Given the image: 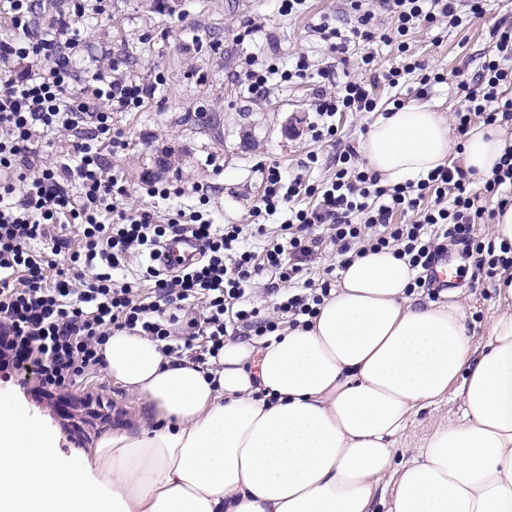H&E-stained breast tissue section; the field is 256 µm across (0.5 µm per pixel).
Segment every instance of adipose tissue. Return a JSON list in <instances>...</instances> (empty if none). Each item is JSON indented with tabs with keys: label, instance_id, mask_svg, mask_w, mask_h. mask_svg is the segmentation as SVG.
I'll return each instance as SVG.
<instances>
[{
	"label": "adipose tissue",
	"instance_id": "1",
	"mask_svg": "<svg viewBox=\"0 0 512 512\" xmlns=\"http://www.w3.org/2000/svg\"><path fill=\"white\" fill-rule=\"evenodd\" d=\"M392 184L453 148L444 118L410 105L362 144ZM512 137L470 132L462 164L492 175ZM390 251L355 259L306 327L279 341H228L222 367L166 358L148 338L108 337L104 369L151 402L154 430L103 435L90 460L0 397V512H512V269L500 311L473 347L457 303H420ZM462 417L393 468L413 412L448 396Z\"/></svg>",
	"mask_w": 512,
	"mask_h": 512
}]
</instances>
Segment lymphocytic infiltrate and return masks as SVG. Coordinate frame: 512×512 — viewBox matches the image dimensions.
Instances as JSON below:
<instances>
[{
	"mask_svg": "<svg viewBox=\"0 0 512 512\" xmlns=\"http://www.w3.org/2000/svg\"><path fill=\"white\" fill-rule=\"evenodd\" d=\"M88 0H60L46 10L42 0H0V374L34 381L39 399L65 405L63 420L79 428V416L100 419V401L84 386L104 368L103 345L117 331L156 342L165 357L216 366L224 344L238 328L268 339L279 336L280 315L306 325L336 289L339 270L363 254L389 249L412 271L409 291L430 287L433 269L450 247L461 245L476 280L493 278L512 265V246L476 244V225L494 220L512 205V152L493 175L450 163L415 181L385 183L380 173L351 149L340 151L332 177L313 183L290 177L280 166L263 170L264 190L252 206L253 230L261 219L287 211L288 222L261 251L243 244L244 227H216L201 212L167 216L127 212L125 186L108 176L112 155L125 150L112 115L140 108L157 87L120 75L117 63L82 67L78 23ZM396 19L394 34L382 33L378 16L363 0H351L355 23L341 32L321 22L317 32L333 53L350 41L369 50L362 63L369 79H352L332 91L329 71L315 99L313 139L337 142L333 118L340 112H372L378 86L391 88L386 111L399 110L405 95L425 98L443 82L442 73L407 57L401 66L381 68L371 45L406 36L425 25L478 18L486 0H385ZM493 52L473 73L456 82L461 105L455 127L467 135L473 122L486 128L512 126V22L490 30ZM80 83L71 93L72 83ZM66 133L74 164L48 163L41 134ZM495 199L486 209L481 196ZM313 198L299 208V197ZM82 227V245L50 232L61 217ZM182 234L200 245L202 259L174 273L158 264L159 247ZM333 246L335 266L314 277L311 266ZM140 256V277L129 279L126 264ZM279 297L278 317L262 315L249 300L262 274ZM149 292H142L141 282Z\"/></svg>",
	"mask_w": 512,
	"mask_h": 512,
	"instance_id": "obj_1",
	"label": "lymphocytic infiltrate"
}]
</instances>
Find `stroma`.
<instances>
[{"label":"stroma","mask_w":512,"mask_h":512,"mask_svg":"<svg viewBox=\"0 0 512 512\" xmlns=\"http://www.w3.org/2000/svg\"><path fill=\"white\" fill-rule=\"evenodd\" d=\"M512 20V0H491L483 18L448 26L418 27L408 42L416 58L447 75L472 72L492 48L489 30L500 18ZM350 23L348 0H304L298 12L278 15L272 0H105L102 13L86 17L83 38L90 51L117 61L126 74L159 81L154 98L133 112H117L112 125L127 148L113 158L112 173L125 183L128 212L160 213L201 210L218 224L249 223V211L263 190L261 165H279L305 181H319L336 170L338 148L361 149L374 119L338 113L334 122L339 144L311 139L318 79L281 81L271 78V92L252 97L236 79L246 58L275 59L292 68L297 55L308 56L313 71L333 73L334 87L364 77L363 45L350 43L346 57L332 53L315 27L323 19ZM252 19L259 31L238 37L241 21ZM298 134H290L295 118ZM181 179L185 195L163 200L148 197L145 179ZM207 206H200V196ZM455 299L460 303L473 345H480L498 312L495 283H479L471 269L453 260ZM104 403H115L122 417L109 426L88 424L78 437L61 433L58 451L82 461L106 429L139 432L151 423L148 403L117 384L106 373L91 378ZM0 396L12 398L36 424L59 427L55 404L37 401L30 385L0 377ZM461 415L460 400L449 398L413 415L396 442L395 463L408 461L434 430Z\"/></svg>","instance_id":"1"}]
</instances>
